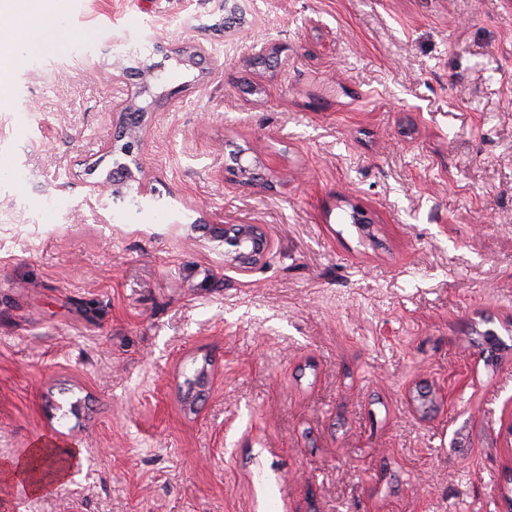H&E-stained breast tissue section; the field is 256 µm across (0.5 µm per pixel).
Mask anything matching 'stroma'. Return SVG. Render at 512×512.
I'll use <instances>...</instances> for the list:
<instances>
[{
    "label": "stroma",
    "instance_id": "1",
    "mask_svg": "<svg viewBox=\"0 0 512 512\" xmlns=\"http://www.w3.org/2000/svg\"><path fill=\"white\" fill-rule=\"evenodd\" d=\"M241 6L230 35L224 0H52L0 84V464L71 460L0 512H506L512 0ZM178 37L208 57L163 59L102 222L112 63ZM215 224L273 248L239 275ZM46 1L30 0L27 3L21 41L28 51H35L55 42L53 20L48 12ZM114 164H115V167L112 168L113 175L117 174V170L115 168H117V166H118V167L127 169L125 171H119V173L124 176L123 178L127 179L129 177H133L131 168L127 163H120L116 160L114 162ZM112 173H110L109 175L107 174L104 182H97L94 185H92V189L90 190V192L88 193V195L86 196V199H85V204L87 205V207L89 209L97 212L98 208L99 209L106 208V204L103 202V194L104 193L102 192L103 190L100 188L104 187L107 184L115 185V184H112ZM125 179L123 182H125Z\"/></svg>",
    "mask_w": 512,
    "mask_h": 512
}]
</instances>
